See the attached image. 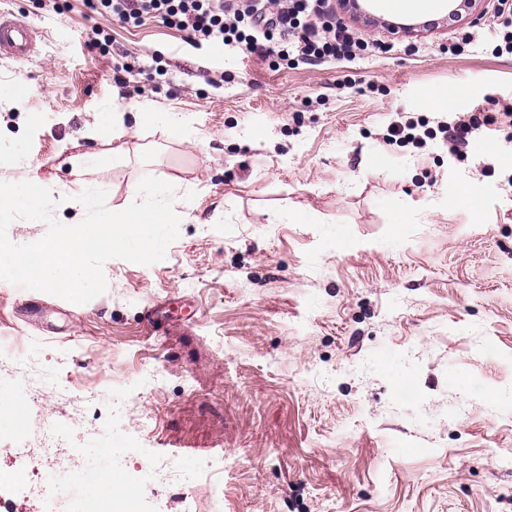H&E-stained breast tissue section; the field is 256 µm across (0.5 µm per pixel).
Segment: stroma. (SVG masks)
Wrapping results in <instances>:
<instances>
[{"mask_svg": "<svg viewBox=\"0 0 512 512\" xmlns=\"http://www.w3.org/2000/svg\"><path fill=\"white\" fill-rule=\"evenodd\" d=\"M59 2L49 16L9 0L51 32L25 67L0 60V133L46 117L9 175L68 189L88 158L107 205L150 175L177 185L185 221L162 260H108L106 292L70 322L67 300L0 281V327L27 355L0 372L28 375L69 439L117 428L177 462L180 484L141 485V512H210L206 457L225 461L224 512H512V464L495 459L512 449V119L459 157L382 140L404 115L512 108V58L486 37L512 11L481 0L480 17L455 18L437 0L419 35L356 23L386 51L274 67ZM96 26L109 55L87 46ZM468 32L478 41L448 54ZM144 102L180 113L186 139L129 111L95 125ZM280 211L300 223H268ZM29 304L42 320L21 318ZM156 362L161 383L120 408L38 381L60 366L74 390L106 389Z\"/></svg>", "mask_w": 512, "mask_h": 512, "instance_id": "35a3bbf8", "label": "stroma"}]
</instances>
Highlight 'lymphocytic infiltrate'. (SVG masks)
<instances>
[{
	"label": "lymphocytic infiltrate",
	"instance_id": "1",
	"mask_svg": "<svg viewBox=\"0 0 512 512\" xmlns=\"http://www.w3.org/2000/svg\"><path fill=\"white\" fill-rule=\"evenodd\" d=\"M95 13L106 14L123 25H141L153 19L165 27L187 32L197 45H236L246 54L262 58L299 60L320 64L352 61L366 52L367 42L348 27L316 26L318 16L330 11V0H84ZM491 116L471 114L463 122L430 126L421 117L388 126L386 143L424 147L440 140L459 154L469 135L490 124Z\"/></svg>",
	"mask_w": 512,
	"mask_h": 512
}]
</instances>
